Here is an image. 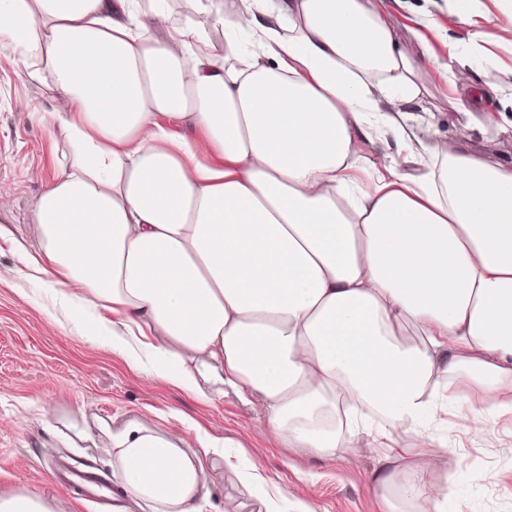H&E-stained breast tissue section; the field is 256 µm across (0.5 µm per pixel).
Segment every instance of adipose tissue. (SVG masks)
<instances>
[{"label":"adipose tissue","instance_id":"obj_1","mask_svg":"<svg viewBox=\"0 0 512 512\" xmlns=\"http://www.w3.org/2000/svg\"><path fill=\"white\" fill-rule=\"evenodd\" d=\"M0 0V53L45 85L65 147L25 259L89 311V333L202 399L262 403V430L320 458L378 447L366 487L401 512L390 429L418 432L449 388L512 383V165L436 157L406 121L421 94L374 0ZM222 40H215V30ZM396 147L384 170L359 147ZM419 342L401 341L404 326ZM406 497L446 512L428 477ZM125 492L200 512L203 462L131 421Z\"/></svg>","mask_w":512,"mask_h":512}]
</instances>
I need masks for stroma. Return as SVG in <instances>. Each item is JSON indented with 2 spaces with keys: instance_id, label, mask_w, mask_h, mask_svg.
<instances>
[{
  "instance_id": "stroma-1",
  "label": "stroma",
  "mask_w": 512,
  "mask_h": 512,
  "mask_svg": "<svg viewBox=\"0 0 512 512\" xmlns=\"http://www.w3.org/2000/svg\"><path fill=\"white\" fill-rule=\"evenodd\" d=\"M381 10L397 15L396 39L417 67L422 89L409 107L408 122L439 154L461 148L512 162V133L480 126L481 111L512 118V7L476 0L475 16L461 23L450 0H380ZM422 28L437 59L423 56L414 35ZM505 39L498 56L505 68L497 91L484 85L482 66L466 46L473 34ZM456 57L464 78L447 82L437 64ZM470 103V111L459 109ZM48 89L22 79L12 59L0 54V495L38 492L53 512H101L81 488L62 486L56 463L64 457L93 464L106 486H113L110 431L136 420L189 443L222 440L206 459L211 494L200 512H381L364 476L375 464L364 434L351 437L341 457L320 459L286 447L275 433L257 434L261 403H243L233 391L204 400L132 368L112 349V331L96 342L83 334L80 306L52 297L20 259L21 247L36 236L32 211L46 185L58 174L62 139L57 127L32 119L30 107L52 109ZM470 126L469 142L458 136ZM446 421L432 422L430 438L394 431L404 461L396 465L395 488L414 478L415 466L430 448L446 445L443 465L430 483L450 484L447 512H512V414L491 408L497 395L461 390ZM485 426L473 432L475 411Z\"/></svg>"
}]
</instances>
